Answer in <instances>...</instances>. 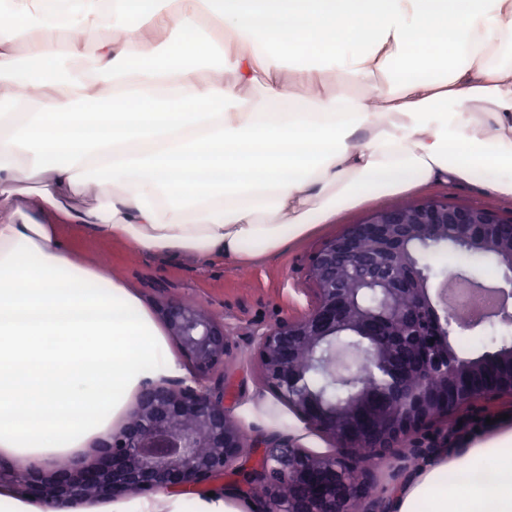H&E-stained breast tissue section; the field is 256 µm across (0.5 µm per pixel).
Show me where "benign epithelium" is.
Listing matches in <instances>:
<instances>
[{"label":"benign epithelium","instance_id":"benign-epithelium-1","mask_svg":"<svg viewBox=\"0 0 512 512\" xmlns=\"http://www.w3.org/2000/svg\"><path fill=\"white\" fill-rule=\"evenodd\" d=\"M490 210L424 199L412 209H379L317 249L310 260L316 300L307 311L255 329L261 385L292 409L331 450L315 454L290 438L255 439L224 406V376L231 364V327L195 302L171 300L161 308L168 334L192 369L190 382L145 387L120 428L90 460L46 475L37 466L14 482L51 512H72L88 502L129 494L196 491L228 471L252 448L267 459L247 471L248 489L261 492L262 512H352L354 500L382 497L368 463L399 448L416 447L425 426L467 409L479 399L512 395V374L486 378L488 360L460 357L456 330L484 322L509 325L502 307L484 321L464 322L435 301L426 254L443 245L460 254L486 253L503 270L497 289L512 298V243L495 228ZM370 238L366 255L359 242ZM358 274L357 287L343 274ZM404 296L408 308L395 300ZM419 342L423 361L394 359L400 337ZM365 441L363 463L348 459Z\"/></svg>","mask_w":512,"mask_h":512}]
</instances>
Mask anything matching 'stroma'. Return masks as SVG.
<instances>
[{
	"label": "stroma",
	"mask_w": 512,
	"mask_h": 512,
	"mask_svg": "<svg viewBox=\"0 0 512 512\" xmlns=\"http://www.w3.org/2000/svg\"><path fill=\"white\" fill-rule=\"evenodd\" d=\"M499 175V170L483 169L471 183H431L383 200L367 198L358 208L338 213L330 223L319 225L309 236L259 265L237 267L224 262L204 267L191 256L166 263L153 261L132 243L94 242L77 231L72 234V257L78 262L104 267L112 277L126 280L150 309H158L166 299L174 298L202 303L225 318L233 328L231 343L235 354L225 398L232 416L251 434L297 437L306 448L323 452L328 448L326 440L305 432L287 405L262 388L257 353L250 342L251 332L307 310L315 300L314 284L309 276L313 253L325 240L342 233L348 225L362 222L377 209L433 198L450 204L489 208L502 218L512 219V200L497 198L485 187L486 182ZM452 267L471 271L486 281L497 282L502 277L493 257L462 256L444 247L431 261L432 283L445 280ZM510 342L512 324L500 323L466 331L452 339L456 352L463 358L496 351ZM510 428L512 397L503 395L475 403L462 416L459 428L445 432L435 423L423 429L417 441L425 448V455H432L442 449L453 452L469 447L476 439L490 438Z\"/></svg>",
	"instance_id": "obj_1"
}]
</instances>
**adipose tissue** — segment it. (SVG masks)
I'll list each match as a JSON object with an SVG mask.
<instances>
[{
    "instance_id": "adipose-tissue-1",
    "label": "adipose tissue",
    "mask_w": 512,
    "mask_h": 512,
    "mask_svg": "<svg viewBox=\"0 0 512 512\" xmlns=\"http://www.w3.org/2000/svg\"><path fill=\"white\" fill-rule=\"evenodd\" d=\"M30 21L38 73L21 77ZM327 71L335 92H316ZM3 80L0 460L83 455L183 375L128 284L72 259L69 230L243 266L367 196L496 167L488 190L512 198V0H0ZM91 184L95 204L70 205ZM247 505L220 489L118 512ZM389 510L512 512V431L425 460Z\"/></svg>"
}]
</instances>
